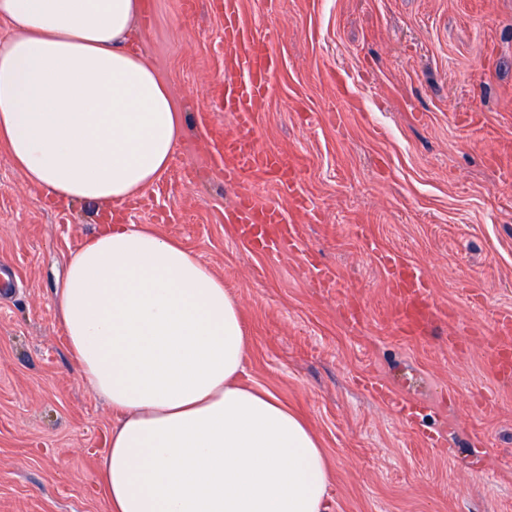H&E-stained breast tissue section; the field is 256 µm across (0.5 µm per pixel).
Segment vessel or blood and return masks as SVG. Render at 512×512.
I'll return each instance as SVG.
<instances>
[{
    "label": "vessel or blood",
    "instance_id": "b4317fda",
    "mask_svg": "<svg viewBox=\"0 0 512 512\" xmlns=\"http://www.w3.org/2000/svg\"><path fill=\"white\" fill-rule=\"evenodd\" d=\"M224 11V50L228 67L238 74L237 81L224 85L226 111L237 117L235 132L225 135L223 151L225 178L238 182L246 172L273 175L282 186L293 187L296 170L279 154L257 149L250 141L255 112L261 111L277 70V57L269 40L256 37L239 18L238 0H222ZM237 233L259 251L295 250L300 237L278 203L259 201L253 194H239L236 200ZM391 286L400 299L398 320L402 329L416 333L424 319L433 313L431 292L420 272L398 258L388 256ZM496 335L503 341L493 350L489 362L497 375L512 374V345L505 339L512 335V314L500 315Z\"/></svg>",
    "mask_w": 512,
    "mask_h": 512
}]
</instances>
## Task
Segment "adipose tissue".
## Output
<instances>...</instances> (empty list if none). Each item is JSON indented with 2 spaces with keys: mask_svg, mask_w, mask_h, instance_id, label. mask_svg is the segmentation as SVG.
<instances>
[{
  "mask_svg": "<svg viewBox=\"0 0 512 512\" xmlns=\"http://www.w3.org/2000/svg\"><path fill=\"white\" fill-rule=\"evenodd\" d=\"M141 8L0 0V144L61 201L121 206L177 149L168 89L126 49ZM54 302L82 379L117 416L101 463L112 512H325L323 448L240 382V306L196 255L119 224L70 256Z\"/></svg>",
  "mask_w": 512,
  "mask_h": 512,
  "instance_id": "adipose-tissue-1",
  "label": "adipose tissue"
}]
</instances>
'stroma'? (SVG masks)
<instances>
[{
	"label": "stroma",
	"instance_id": "stroma-1",
	"mask_svg": "<svg viewBox=\"0 0 512 512\" xmlns=\"http://www.w3.org/2000/svg\"><path fill=\"white\" fill-rule=\"evenodd\" d=\"M144 10L130 43L185 125L119 217L179 241L237 297L242 379L310 424L332 472L326 512H512V380L488 360L493 322L512 312V0H241L279 56L252 138L297 168L290 193L257 173L224 180L214 147L236 123L219 0ZM246 188L282 205L301 250L236 236L224 212ZM111 210L54 201L0 147V265L14 272L0 296V512H109L116 418L81 380L53 295ZM308 253L336 287L317 284ZM383 254L428 279L424 335L402 334Z\"/></svg>",
	"mask_w": 512,
	"mask_h": 512
}]
</instances>
